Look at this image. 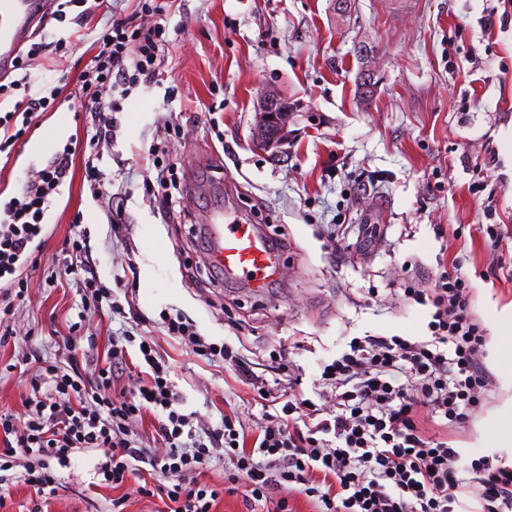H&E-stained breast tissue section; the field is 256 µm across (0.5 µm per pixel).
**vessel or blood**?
Returning a JSON list of instances; mask_svg holds the SVG:
<instances>
[{
  "label": "vessel or blood",
  "mask_w": 512,
  "mask_h": 512,
  "mask_svg": "<svg viewBox=\"0 0 512 512\" xmlns=\"http://www.w3.org/2000/svg\"><path fill=\"white\" fill-rule=\"evenodd\" d=\"M40 8L39 0H0V71L9 69L18 55L20 39ZM204 234L215 263L226 274L256 288L275 280L279 256L259 225L228 221L218 213L205 225Z\"/></svg>",
  "instance_id": "1"
}]
</instances>
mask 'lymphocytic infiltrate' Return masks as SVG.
<instances>
[{
  "label": "lymphocytic infiltrate",
  "mask_w": 512,
  "mask_h": 512,
  "mask_svg": "<svg viewBox=\"0 0 512 512\" xmlns=\"http://www.w3.org/2000/svg\"><path fill=\"white\" fill-rule=\"evenodd\" d=\"M168 44L165 25L113 21L80 79V95L94 118L91 146L112 144L116 107L104 92L153 82ZM58 94L54 88L27 97L24 108L0 115V153L26 135ZM72 164L70 148L56 152L40 179L0 210V280L7 290L22 288L20 273ZM84 251L82 240H73L66 270L79 280L84 308L99 311L112 292ZM469 289L454 265L441 267L433 287L405 289L408 299L432 306L430 339H352L347 351L322 366L318 384L333 402L329 408L305 398L301 377L268 388L241 353L206 342L182 317H163L169 336L198 356L223 361L254 387L267 414L253 429L235 416L214 428L184 413L169 362L145 337L113 338L91 380L74 359L65 367H39L31 395L22 400L24 417L0 414V507L10 495L8 471L23 467V482L51 496L61 485L56 467L70 464L77 451L94 449L105 457L97 470L102 484L118 489L139 480L142 496L160 499L162 512H216L228 491L260 512H293L292 494L310 512H512V465L489 455L464 457L448 442L455 425L482 411L493 386L483 366L487 338L469 308ZM132 343L141 369L134 390L116 398L113 390L132 374ZM148 415L154 422L146 440L130 424ZM155 442L163 452L152 450ZM217 458L229 466L224 486L201 479Z\"/></svg>",
  "instance_id": "f902f5d3"
}]
</instances>
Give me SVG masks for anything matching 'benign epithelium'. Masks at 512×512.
<instances>
[{
  "instance_id": "7a95c632",
  "label": "benign epithelium",
  "mask_w": 512,
  "mask_h": 512,
  "mask_svg": "<svg viewBox=\"0 0 512 512\" xmlns=\"http://www.w3.org/2000/svg\"><path fill=\"white\" fill-rule=\"evenodd\" d=\"M288 98L280 90L270 87L257 99L255 104V124L252 128L253 145L269 154L273 159L287 155L290 126L304 108L297 100L293 105L286 104Z\"/></svg>"
}]
</instances>
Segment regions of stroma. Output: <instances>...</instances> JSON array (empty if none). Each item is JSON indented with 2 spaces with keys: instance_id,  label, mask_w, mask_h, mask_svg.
Listing matches in <instances>:
<instances>
[{
  "instance_id": "stroma-1",
  "label": "stroma",
  "mask_w": 512,
  "mask_h": 512,
  "mask_svg": "<svg viewBox=\"0 0 512 512\" xmlns=\"http://www.w3.org/2000/svg\"><path fill=\"white\" fill-rule=\"evenodd\" d=\"M500 4L354 0L342 22L334 0H173L158 17L140 14L138 0H109L83 27L74 7L62 22L39 15L27 43L64 37L70 45L31 61L32 89L49 83L61 93L11 159L0 158V204L66 144L76 152L44 219L46 238L24 271L28 292L0 317V411L23 415L34 362L67 365L71 320L81 324L83 375L112 336L134 328L173 365L186 412L217 427L232 407L257 426L263 410L252 391L223 361L168 336L163 314L184 315L207 341L246 347L266 384L298 370L310 398L321 362L352 338L428 336L430 306L405 301L403 290L426 287L443 259L459 260L470 310L495 336L512 315V274L498 269L483 235L490 222L512 229V20L486 24ZM130 17L166 25L171 43L154 83L117 101L112 151L99 163L109 192L124 198L112 221L83 178L92 118L79 87L91 42ZM358 43L371 54L357 55ZM364 68L381 76L367 103L355 85ZM269 87L306 111L280 161L250 142L254 103ZM475 183L482 190L473 194ZM166 194L173 208L154 206ZM225 209L285 240L276 282L254 289L214 273L199 228ZM339 224L345 231L335 241L330 232ZM366 224L377 227L368 241ZM78 233L113 300L134 301L137 320L84 314L81 291L64 272L65 243ZM486 351L495 385L451 444L469 457L495 453L512 463V352L492 342ZM103 460L99 451L72 454L57 471L61 489L46 499L15 481L0 512H112L119 494L125 512H154L135 482L118 492L92 487Z\"/></svg>"
}]
</instances>
